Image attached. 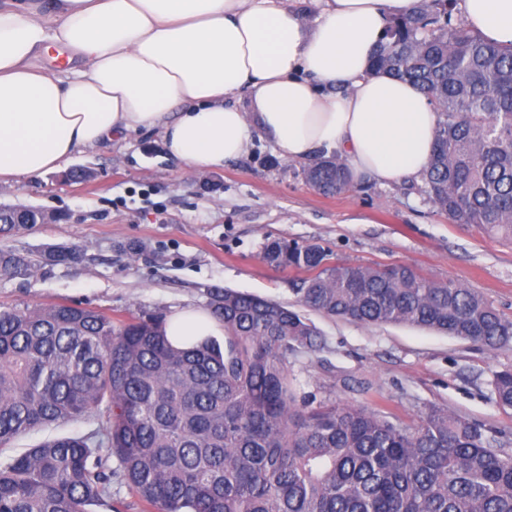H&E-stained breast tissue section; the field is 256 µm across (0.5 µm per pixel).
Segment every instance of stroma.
Wrapping results in <instances>:
<instances>
[{
	"mask_svg": "<svg viewBox=\"0 0 512 512\" xmlns=\"http://www.w3.org/2000/svg\"><path fill=\"white\" fill-rule=\"evenodd\" d=\"M306 167L256 137L240 157L202 176L167 155L158 131L142 129L76 152L63 170L0 186V206L54 216L0 230V253L31 263L0 274V310L65 303L118 324L204 310L211 289L231 288L289 305L321 331L320 351L288 358L299 394L330 395L410 426L434 406L512 442V409L495 403L490 386L495 371L512 366V349L489 352L434 331L302 308L295 289L303 272L263 258L267 242L281 239L320 246L334 263L408 265L474 289L512 318V242L450 223L422 179L360 180L326 196L306 182ZM75 170L84 179L72 180ZM69 250L74 259L59 261ZM96 428L78 419L39 429L0 456Z\"/></svg>",
	"mask_w": 512,
	"mask_h": 512,
	"instance_id": "obj_1",
	"label": "stroma"
}]
</instances>
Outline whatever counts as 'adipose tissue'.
<instances>
[{
	"instance_id": "1",
	"label": "adipose tissue",
	"mask_w": 512,
	"mask_h": 512,
	"mask_svg": "<svg viewBox=\"0 0 512 512\" xmlns=\"http://www.w3.org/2000/svg\"><path fill=\"white\" fill-rule=\"evenodd\" d=\"M316 2L310 27L279 0H0V185L140 128L159 129L197 174L256 134L287 160L338 155L355 179L421 176L439 114L410 82L371 71L389 21L420 0ZM461 11L486 39L512 42V0H461ZM53 48L67 68L45 64ZM243 91L245 110L228 102ZM216 325L188 308L166 330L184 347Z\"/></svg>"
}]
</instances>
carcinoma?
Returning a JSON list of instances; mask_svg holds the SVG:
<instances>
[{"label": "carcinoma", "mask_w": 512, "mask_h": 512, "mask_svg": "<svg viewBox=\"0 0 512 512\" xmlns=\"http://www.w3.org/2000/svg\"><path fill=\"white\" fill-rule=\"evenodd\" d=\"M456 0H422L393 18L372 70L408 81L439 112L426 192L453 224L512 241V44L452 21ZM324 195L351 184L345 162L304 171ZM264 259L308 273L300 302L366 324H405L488 351L512 347V319L484 296L409 266L329 262L316 245L273 240ZM29 266L0 254V273ZM208 312L224 343L174 346L160 317L121 327L67 304L0 311V449L35 429L89 416L88 436L38 443L0 461V512L112 507L119 460L156 512H512V447L434 407L409 427L331 397L297 396L288 356L320 350L304 316L281 303L215 288ZM512 409V366L493 373Z\"/></svg>", "instance_id": "obj_1"}]
</instances>
